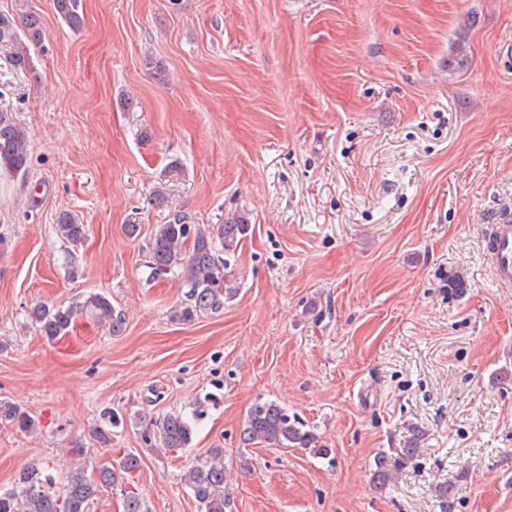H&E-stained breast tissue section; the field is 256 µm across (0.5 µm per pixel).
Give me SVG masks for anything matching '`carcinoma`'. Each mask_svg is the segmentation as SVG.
<instances>
[{"label": "carcinoma", "mask_w": 512, "mask_h": 512, "mask_svg": "<svg viewBox=\"0 0 512 512\" xmlns=\"http://www.w3.org/2000/svg\"><path fill=\"white\" fill-rule=\"evenodd\" d=\"M56 13L71 27L78 28L82 18L77 0H53ZM46 37L41 17L27 9L17 14H0V45L12 48L10 62L20 71L31 64L30 47L40 45ZM29 139L12 114L0 110V173L17 175L25 171L29 161ZM249 230L246 219L229 224H195L180 212H173L168 221L157 225L150 240L149 265L155 277L161 278L174 269L181 270L187 288L184 299L173 311L172 319L191 321L208 310H217L229 297L226 285L225 262L218 248L226 250L238 245ZM58 236L70 243L81 241L87 234V225L80 224L68 213L56 219ZM87 311L104 324L114 336L124 331V319L108 297L92 293L76 305L52 306L34 304L29 310L31 321L48 339L65 335L75 317ZM0 418L16 424L21 431L31 430L34 423L10 404H0ZM193 424L180 412H170L155 422L153 437L167 449L186 448L191 442ZM244 445L266 444L275 448H306L313 435L303 424L291 418L275 401L256 403L247 416L240 434ZM141 465V458L127 454L119 461V469L99 468L93 475L86 474V463L80 462L70 470L62 487L44 471L30 465L15 479V485L0 490V512H90L101 488L113 485L118 473L130 474ZM398 471L396 462L385 455L375 461L372 481L384 488ZM199 512H229L230 498L224 492V449L211 448L196 458L185 478Z\"/></svg>", "instance_id": "obj_1"}]
</instances>
